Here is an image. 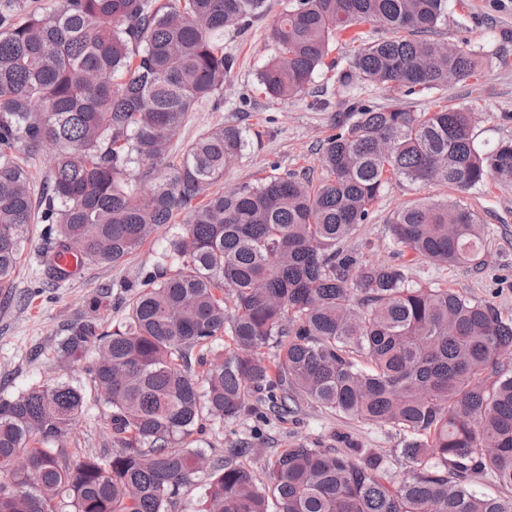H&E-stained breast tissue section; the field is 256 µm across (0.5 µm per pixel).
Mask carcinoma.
Here are the masks:
<instances>
[{
    "mask_svg": "<svg viewBox=\"0 0 512 512\" xmlns=\"http://www.w3.org/2000/svg\"><path fill=\"white\" fill-rule=\"evenodd\" d=\"M17 6L0 0V292L35 220L37 281L54 285L73 277L60 255L119 264L187 220L122 320L102 316L101 292L63 329L54 358L81 364L85 383L0 396V512H173L197 485L201 512H512V494L473 488L512 491V318L344 247L393 177L512 187L511 140L483 151L470 109L405 103L479 76L469 44L449 54L432 38L448 0H288L257 83L285 102L338 69L325 175L272 173L224 192L210 188L247 151L240 128L209 130L175 160L168 144L191 113L224 104V32L243 34L267 0H55L46 16ZM367 25L386 36L366 38ZM348 31L356 48L341 65L330 54ZM47 147L36 195L27 162ZM391 232L414 261L483 265L485 225L459 199L401 208ZM89 392L109 440L69 448ZM303 400L402 432L395 453L409 470L395 478L389 455L343 436L341 448L282 450L259 482L236 463L249 444L226 457L195 447L205 421L286 420Z\"/></svg>",
    "mask_w": 512,
    "mask_h": 512,
    "instance_id": "carcinoma-1",
    "label": "carcinoma"
}]
</instances>
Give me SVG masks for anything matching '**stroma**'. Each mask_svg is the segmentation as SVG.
<instances>
[{"mask_svg": "<svg viewBox=\"0 0 512 512\" xmlns=\"http://www.w3.org/2000/svg\"><path fill=\"white\" fill-rule=\"evenodd\" d=\"M287 2L270 0L268 15L254 18L246 35L225 33L224 50L235 57L236 67L224 86V104L218 108L206 105L191 113L171 144V153L177 157L186 144L212 128L234 125L243 129L250 146L243 158L226 171L218 184L220 190L255 182L272 172H308L316 179L322 175L319 149L333 132L342 97L335 72L317 73L304 98L275 104L265 98L256 81L258 71L275 54L270 28ZM436 37L448 44L468 41L482 61L481 77L475 82H459L442 94L411 97L410 107L418 112L438 103L468 107L476 114L475 133L480 147L490 149L512 140V67L500 64L501 56L512 57V0H448V16ZM458 197L486 226L481 267L434 266L397 255L389 231L395 211L419 201ZM175 230L172 224L159 228L122 263L88 264L69 282L41 288L36 277L42 227L30 225L20 265L6 298H0V395H14L49 380L81 381L79 365L61 364L51 356L62 325L79 317L85 300L101 291L112 297L108 318H123L129 286L136 284L141 271L156 261ZM348 245L365 260L406 264L415 280L440 283L474 300L490 302L502 316L512 318V188L488 184L461 194L449 186L391 179L374 203L368 223L359 227ZM104 413L99 403L88 402L66 438L67 447H99L108 437ZM345 436L362 447L386 453L401 447L403 439L392 427L346 419L305 402L296 417L284 422L274 419L260 425L252 415L245 414L220 426L207 425L198 446L207 454L219 456L238 442H251L260 453L249 458L248 464L261 480L265 477V460L283 449L299 442L337 448Z\"/></svg>", "mask_w": 512, "mask_h": 512, "instance_id": "35a3bbf8", "label": "stroma"}]
</instances>
